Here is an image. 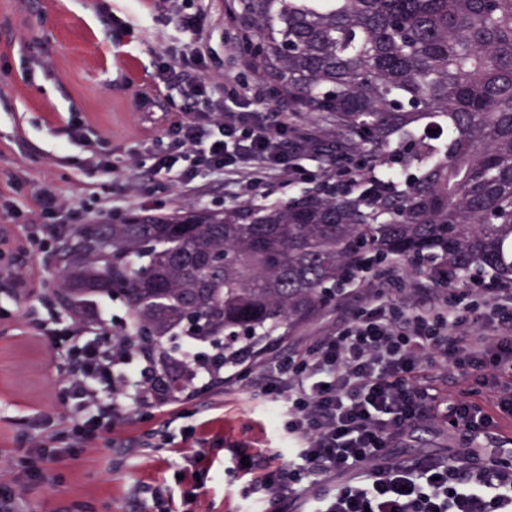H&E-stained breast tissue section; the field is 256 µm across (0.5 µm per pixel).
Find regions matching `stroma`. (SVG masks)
Listing matches in <instances>:
<instances>
[{
	"label": "stroma",
	"instance_id": "1",
	"mask_svg": "<svg viewBox=\"0 0 512 512\" xmlns=\"http://www.w3.org/2000/svg\"><path fill=\"white\" fill-rule=\"evenodd\" d=\"M231 0H184L183 12L205 11L204 32L225 73L253 84V73L239 69L233 48L239 43L228 18ZM150 0H0V200L15 207L0 214V485L45 468L47 481H30L19 497L18 512H237L244 477L226 473V441L249 443L267 456L284 446L285 432L268 430L261 408L250 398L253 369L241 370L224 384L173 405L132 406L128 423L102 434L92 447L78 444L59 352L41 334L43 319L67 321L68 309L56 302L55 276L29 239L28 218L38 210L36 190L57 187L88 215L96 198L124 197L125 185L88 166L91 150L122 156L141 142L164 139L171 119L184 115L180 88L164 92L152 105L138 95L151 79L153 62L165 47L163 32L179 25L177 15L150 19ZM288 125V148L311 178L285 183L266 177L255 204L286 201L314 187L315 176L332 177L336 139L318 117L273 105ZM81 120L87 143H70L72 121ZM234 185L201 177L194 190L143 170L138 198L129 208L172 213L191 206L212 209L237 204ZM28 276L17 294L9 270ZM354 311L347 298L326 308L277 353L310 341ZM45 415L57 447L66 456L41 464L28 451L33 420ZM194 430L184 440L186 430ZM203 453L193 478L181 477L187 458ZM170 487L164 507L153 501L157 486Z\"/></svg>",
	"mask_w": 512,
	"mask_h": 512
}]
</instances>
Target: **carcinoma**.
Returning <instances> with one entry per match:
<instances>
[{"label": "carcinoma", "mask_w": 512, "mask_h": 512, "mask_svg": "<svg viewBox=\"0 0 512 512\" xmlns=\"http://www.w3.org/2000/svg\"><path fill=\"white\" fill-rule=\"evenodd\" d=\"M241 2L269 89L327 119L344 159L364 163L353 188L136 214L92 238L66 227L57 293L80 319L127 289L137 330L123 353L147 362L154 403L258 364L372 264L440 291L512 284V0ZM190 313L208 335L184 329ZM176 332L211 353L171 355Z\"/></svg>", "instance_id": "cac0c4a2"}]
</instances>
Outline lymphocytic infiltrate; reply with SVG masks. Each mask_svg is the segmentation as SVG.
<instances>
[{
  "instance_id": "1",
  "label": "lymphocytic infiltrate",
  "mask_w": 512,
  "mask_h": 512,
  "mask_svg": "<svg viewBox=\"0 0 512 512\" xmlns=\"http://www.w3.org/2000/svg\"><path fill=\"white\" fill-rule=\"evenodd\" d=\"M153 2V21L177 12L181 23L156 57L151 87H180L190 112L170 123L165 144H138L121 162L94 151L89 165L123 179L130 198L146 158L153 175L184 188L203 174L238 177L252 190L271 172L300 180L287 124L247 92L217 91L201 14H181L180 0ZM353 297V318L252 379L288 446L281 464L230 445V471L250 477L243 512H512V450L493 445L494 432L512 425V287L439 292L424 308L378 288ZM104 322L98 309L83 326L41 324L65 349L70 395L94 410L74 424L86 442L123 424L140 400L131 376L115 375L112 345L99 334ZM452 374L458 387L441 388ZM424 428L447 434L446 455L392 456Z\"/></svg>"
}]
</instances>
